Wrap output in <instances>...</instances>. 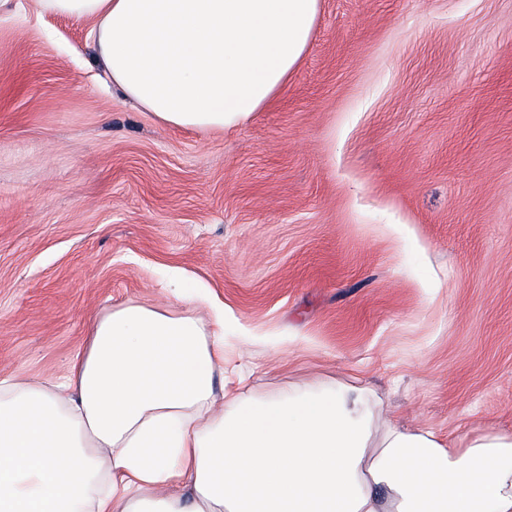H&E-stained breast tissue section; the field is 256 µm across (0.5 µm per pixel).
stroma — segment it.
<instances>
[{
  "instance_id": "1",
  "label": "stroma",
  "mask_w": 512,
  "mask_h": 512,
  "mask_svg": "<svg viewBox=\"0 0 512 512\" xmlns=\"http://www.w3.org/2000/svg\"><path fill=\"white\" fill-rule=\"evenodd\" d=\"M92 26L0 0V377L63 376L116 306L218 307L254 396L512 432V0H320L225 130L126 102Z\"/></svg>"
}]
</instances>
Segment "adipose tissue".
<instances>
[{"mask_svg":"<svg viewBox=\"0 0 512 512\" xmlns=\"http://www.w3.org/2000/svg\"><path fill=\"white\" fill-rule=\"evenodd\" d=\"M94 23L124 98L224 129L298 66L320 0H38ZM224 322L126 304L53 387L0 378V512H512V434L464 445L384 414L366 387L247 396Z\"/></svg>","mask_w":512,"mask_h":512,"instance_id":"ef3b65f1","label":"adipose tissue"}]
</instances>
